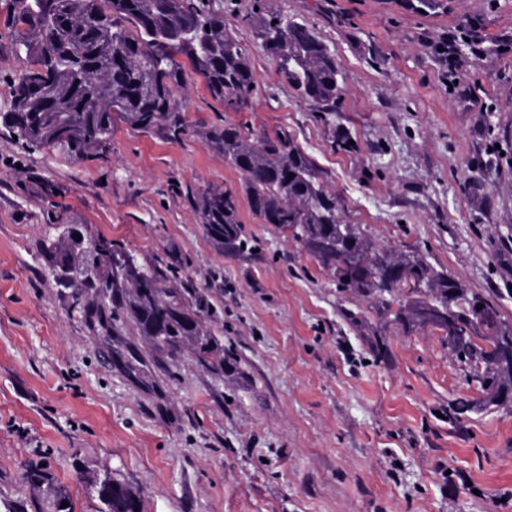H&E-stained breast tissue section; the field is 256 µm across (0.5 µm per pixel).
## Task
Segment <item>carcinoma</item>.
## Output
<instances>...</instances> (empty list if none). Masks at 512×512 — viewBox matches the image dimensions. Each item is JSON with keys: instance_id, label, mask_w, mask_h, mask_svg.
I'll return each instance as SVG.
<instances>
[{"instance_id": "carcinoma-1", "label": "carcinoma", "mask_w": 512, "mask_h": 512, "mask_svg": "<svg viewBox=\"0 0 512 512\" xmlns=\"http://www.w3.org/2000/svg\"><path fill=\"white\" fill-rule=\"evenodd\" d=\"M258 2L242 22L256 27L277 73L301 99L336 111L345 77L335 55L307 24ZM9 6L14 50L25 67L11 85L0 125L31 148L98 160L118 123L177 139L188 123L176 91L190 71L226 112L240 111L253 93L249 56L227 32L224 17L202 0H9ZM200 135L241 176L238 189L212 184L192 194L199 223L224 255L247 259L259 248L238 217L243 194L253 215L316 261L338 291L371 300L384 325L405 333L437 331L463 364L485 355L479 339L503 348L512 342V325L488 296L425 256L380 247L359 225L346 223L336 194L288 131L227 123ZM44 258L61 294L77 291L89 327L114 336L132 329L156 354L174 359L187 348L215 375L240 374L234 353L214 330L221 311L209 289L179 286L172 264L146 265L88 227L82 243L60 234ZM362 338L375 359L386 358L384 333ZM473 379L483 404L512 406L511 366L486 360ZM91 487L100 512H116L117 494L143 501L138 489L110 472Z\"/></svg>"}]
</instances>
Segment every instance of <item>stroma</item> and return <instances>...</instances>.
I'll return each mask as SVG.
<instances>
[{
	"label": "stroma",
	"instance_id": "obj_1",
	"mask_svg": "<svg viewBox=\"0 0 512 512\" xmlns=\"http://www.w3.org/2000/svg\"><path fill=\"white\" fill-rule=\"evenodd\" d=\"M272 2L334 53L346 76L335 111L280 80L241 22L256 0H210L254 65L243 111H224L188 75L176 93L188 135L120 125L90 163L0 128V512H44L47 488L23 478L39 463L74 512L100 507L79 473L106 469L141 490L144 512H512V410L481 405L438 334L390 330L386 361H372L339 312L360 307L376 326L367 302L338 292L244 200L239 219L261 250L224 256L190 203L206 185L240 182L202 130L287 129L349 223L428 255L512 322V51L462 52L452 92L430 48L471 20L493 46L512 41V0H438L425 13L409 0ZM22 68L0 0V106ZM339 133L354 150L337 148ZM62 222L210 289L240 375H214L187 353L129 375L44 263ZM460 399L473 408L458 423Z\"/></svg>",
	"mask_w": 512,
	"mask_h": 512
}]
</instances>
